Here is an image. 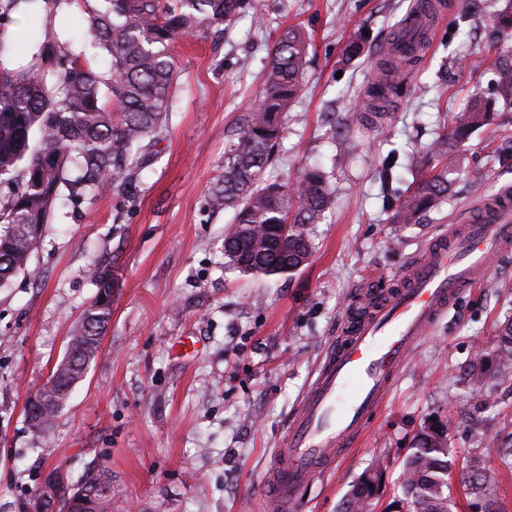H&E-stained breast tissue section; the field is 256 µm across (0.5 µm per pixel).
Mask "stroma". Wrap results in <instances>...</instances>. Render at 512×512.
<instances>
[{
    "instance_id": "1",
    "label": "stroma",
    "mask_w": 512,
    "mask_h": 512,
    "mask_svg": "<svg viewBox=\"0 0 512 512\" xmlns=\"http://www.w3.org/2000/svg\"><path fill=\"white\" fill-rule=\"evenodd\" d=\"M416 3L266 0L264 29L243 15L222 43H172L179 88L135 194L61 198L26 271L0 288V512L71 495L99 458L112 469V512H275L262 484L268 460L359 289L397 288L435 237L512 184V102L498 87L512 0H445L428 50L383 110L371 108L380 51ZM293 24L309 42L303 85L266 177L291 182L320 166L334 205L306 265L257 278L227 268L233 212L211 211L207 196L257 103L273 43ZM476 97L490 119L466 141L447 200L419 223L395 224L427 148ZM98 266L112 273V320L53 428L34 435L25 406L95 297ZM511 318L509 253L413 350L363 437L303 490L298 512H340L374 464V512H389L413 438L433 421L455 462L483 460L498 512H512V469L501 461L512 448V370L492 368L477 392L467 381ZM184 336L197 346L180 354Z\"/></svg>"
}]
</instances>
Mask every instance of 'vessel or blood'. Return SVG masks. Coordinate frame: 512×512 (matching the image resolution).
<instances>
[{
  "mask_svg": "<svg viewBox=\"0 0 512 512\" xmlns=\"http://www.w3.org/2000/svg\"><path fill=\"white\" fill-rule=\"evenodd\" d=\"M512 250V184L476 213L450 226L403 272L391 295L347 317L274 449L266 487L291 512L309 483L362 435L393 386L409 350L466 290L476 287L498 254Z\"/></svg>",
  "mask_w": 512,
  "mask_h": 512,
  "instance_id": "vessel-or-blood-1",
  "label": "vessel or blood"
}]
</instances>
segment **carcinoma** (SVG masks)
Here are the masks:
<instances>
[{
	"mask_svg": "<svg viewBox=\"0 0 512 512\" xmlns=\"http://www.w3.org/2000/svg\"><path fill=\"white\" fill-rule=\"evenodd\" d=\"M71 0H0V185L9 193L0 198V286L27 269L55 203L63 195L97 199L112 188L131 195L137 170L149 156L155 135L172 111L179 72L168 52L177 38L196 37L242 12L257 27L265 18L263 0H96L87 7L79 38L63 40L54 21ZM40 15L44 31L30 58L10 67L1 37L12 15ZM109 58L97 70V52ZM308 40L297 25L282 30L270 51L263 74L259 104L243 119L238 141L224 154V174L211 187L210 208L235 211L224 232L227 265L243 274H291L312 254L314 225L331 208L333 193L323 171L308 167L289 183H268L264 173L282 135V117L300 91ZM409 61L393 47L383 53L372 88L392 85V73ZM503 96L512 92V62L498 71ZM485 103L474 101L454 117L448 134L430 148L424 172L399 197L395 223L417 224L448 197V173L460 159L469 134L486 124ZM289 225L283 235V225ZM108 269L92 271L96 297L73 325L69 357L57 366L56 384L39 389L54 404L26 411L34 433L49 430L70 396L68 387L85 377L95 359L100 336L112 316V287ZM496 357L512 367V320L501 327ZM462 473L473 497L492 508L491 485L477 458ZM453 465L447 442L427 426L417 435L404 464L405 479L398 501L407 512H451L448 472ZM112 476L106 461L89 468L75 492L96 493L94 512H112ZM374 488L359 477L344 512H373Z\"/></svg>",
	"mask_w": 512,
	"mask_h": 512,
	"instance_id": "carcinoma-1",
	"label": "carcinoma"
}]
</instances>
